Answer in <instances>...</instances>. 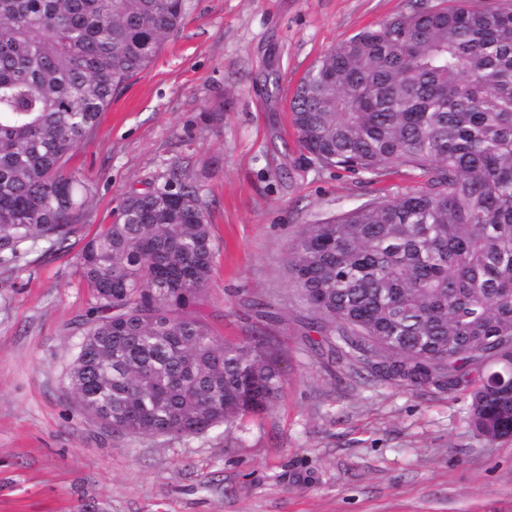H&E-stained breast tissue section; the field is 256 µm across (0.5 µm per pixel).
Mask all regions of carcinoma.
<instances>
[{"label":"carcinoma","mask_w":512,"mask_h":512,"mask_svg":"<svg viewBox=\"0 0 512 512\" xmlns=\"http://www.w3.org/2000/svg\"><path fill=\"white\" fill-rule=\"evenodd\" d=\"M188 0H0V262L85 216L67 169ZM306 159L419 177L424 187L305 224L288 270L329 351L396 386L478 373L473 430L512 436V8L421 4L326 51L289 102ZM216 242L180 165L129 193L79 259L96 306L77 322L78 405L118 434L203 435L267 409L270 342L219 336L201 315Z\"/></svg>","instance_id":"1"}]
</instances>
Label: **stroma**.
<instances>
[{
    "instance_id": "obj_1",
    "label": "stroma",
    "mask_w": 512,
    "mask_h": 512,
    "mask_svg": "<svg viewBox=\"0 0 512 512\" xmlns=\"http://www.w3.org/2000/svg\"><path fill=\"white\" fill-rule=\"evenodd\" d=\"M415 0H189L69 169L97 192L61 249L0 265V512H512V438L475 432L472 387H401L328 352L286 262L305 224L421 188L302 156L288 104L311 66ZM203 186L216 240L203 312L267 336L285 378L265 412L183 439L118 435L69 392L92 303L77 257L171 164ZM269 303L277 322L249 317Z\"/></svg>"
}]
</instances>
